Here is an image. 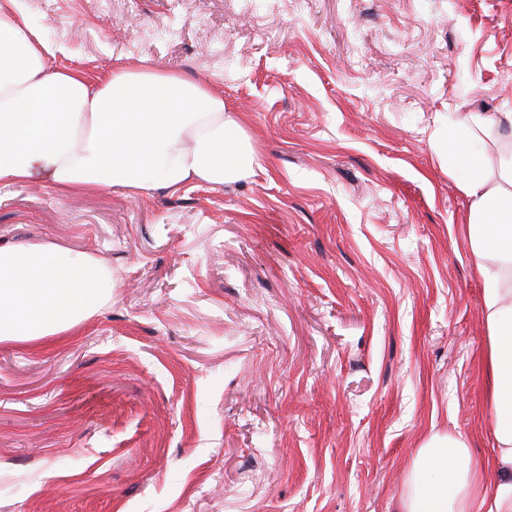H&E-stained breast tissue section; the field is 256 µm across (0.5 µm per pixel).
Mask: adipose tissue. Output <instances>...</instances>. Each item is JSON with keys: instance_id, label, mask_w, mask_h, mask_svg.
Masks as SVG:
<instances>
[{"instance_id": "1", "label": "adipose tissue", "mask_w": 512, "mask_h": 512, "mask_svg": "<svg viewBox=\"0 0 512 512\" xmlns=\"http://www.w3.org/2000/svg\"><path fill=\"white\" fill-rule=\"evenodd\" d=\"M59 48L0 7V185L35 179L60 191L120 188L133 196L196 181L221 186L255 162L250 139L208 83L119 65L90 81L50 64ZM466 238L484 278L486 365L497 453L491 494L466 441L431 435L416 451L400 512H512V153L497 181L474 167ZM110 276L91 257L51 245L0 244V341L57 336L93 313Z\"/></svg>"}]
</instances>
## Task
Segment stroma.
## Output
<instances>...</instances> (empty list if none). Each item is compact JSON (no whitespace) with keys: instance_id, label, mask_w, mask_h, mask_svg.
<instances>
[{"instance_id":"stroma-1","label":"stroma","mask_w":512,"mask_h":512,"mask_svg":"<svg viewBox=\"0 0 512 512\" xmlns=\"http://www.w3.org/2000/svg\"><path fill=\"white\" fill-rule=\"evenodd\" d=\"M15 5L59 66L208 80L256 163L140 198L0 186V243L113 285L68 331L0 342V512H399L432 434L494 457L448 154L478 144L498 175L512 0Z\"/></svg>"}]
</instances>
